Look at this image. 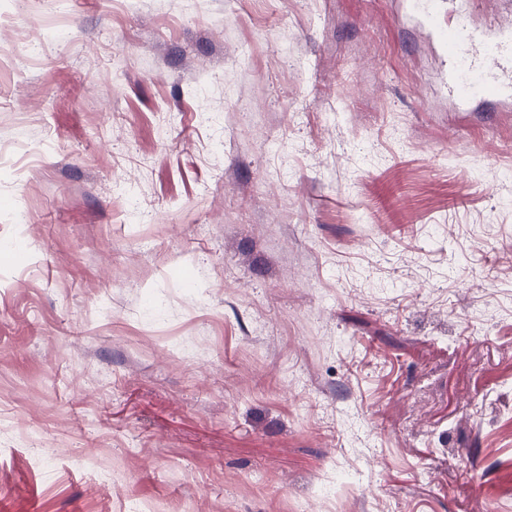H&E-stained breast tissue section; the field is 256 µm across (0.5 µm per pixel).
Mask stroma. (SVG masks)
Segmentation results:
<instances>
[{"mask_svg":"<svg viewBox=\"0 0 512 512\" xmlns=\"http://www.w3.org/2000/svg\"><path fill=\"white\" fill-rule=\"evenodd\" d=\"M434 10L0 0V512H512V97L433 32L512 0Z\"/></svg>","mask_w":512,"mask_h":512,"instance_id":"obj_1","label":"stroma"}]
</instances>
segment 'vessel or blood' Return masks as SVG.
Segmentation results:
<instances>
[{
	"mask_svg": "<svg viewBox=\"0 0 512 512\" xmlns=\"http://www.w3.org/2000/svg\"><path fill=\"white\" fill-rule=\"evenodd\" d=\"M439 35L451 61L449 90L459 101L512 90L498 80L499 72L512 67L511 31L498 30L480 37L461 18Z\"/></svg>",
	"mask_w": 512,
	"mask_h": 512,
	"instance_id": "obj_1",
	"label": "vessel or blood"
}]
</instances>
